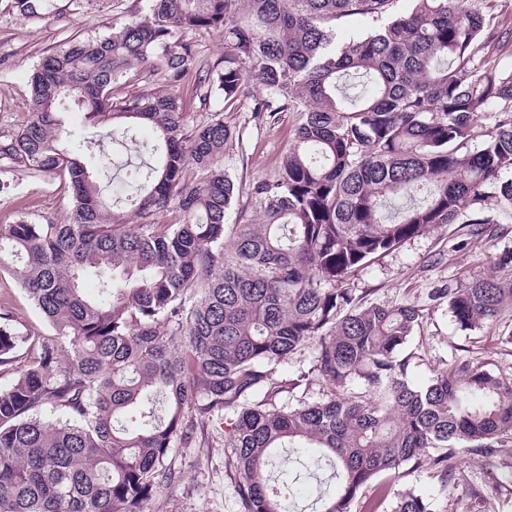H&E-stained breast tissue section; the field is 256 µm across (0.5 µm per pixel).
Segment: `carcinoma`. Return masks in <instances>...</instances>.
I'll return each instance as SVG.
<instances>
[{
    "label": "carcinoma",
    "mask_w": 512,
    "mask_h": 512,
    "mask_svg": "<svg viewBox=\"0 0 512 512\" xmlns=\"http://www.w3.org/2000/svg\"><path fill=\"white\" fill-rule=\"evenodd\" d=\"M53 2L0 0V14L41 21ZM139 2L111 31L42 56L29 118L0 139V175L19 165L58 176L72 202L66 224L0 225V271L53 330L33 336L0 308V368L16 373L0 388V512H144L176 479L173 448L214 416L241 512H285L267 480L271 450L287 443L333 460L340 482L317 512H353L378 476L423 457L454 489L465 445L491 458L512 439V377L457 356L410 384L401 351L420 310L363 308L342 283L433 229L512 224V68L497 61L493 5L412 0L399 15L396 0ZM355 16L377 26L336 40ZM204 31L224 33L226 48L195 74L202 103L234 101L252 80V111L303 114L277 178L253 186L257 224L228 228L224 120L184 123L187 36ZM138 66L161 75L158 90L118 94ZM72 103L112 140L153 132L130 210L105 199L109 168L65 128ZM487 112L494 124L474 147ZM170 209L179 223L154 222ZM496 265L503 274L433 290L461 330L512 306V250ZM89 275L97 298L84 292ZM306 345L330 396L280 406L297 383L278 367ZM391 494V512H434L387 486L361 512Z\"/></svg>",
    "instance_id": "1"
}]
</instances>
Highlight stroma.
Instances as JSON below:
<instances>
[{
    "instance_id": "1",
    "label": "stroma",
    "mask_w": 512,
    "mask_h": 512,
    "mask_svg": "<svg viewBox=\"0 0 512 512\" xmlns=\"http://www.w3.org/2000/svg\"><path fill=\"white\" fill-rule=\"evenodd\" d=\"M137 0H95L84 11L68 9L67 0H56L58 13L48 21L33 22L19 17H0V135L12 134L30 114L28 75L44 52L75 36L104 32L112 22H124ZM188 126L222 114L233 137L224 147V169L236 184V196L228 217L232 224H254L259 210L252 194L261 180L278 176L283 157L293 144L302 115L280 112L254 115L252 102L258 87L232 103L203 107L191 84L181 86ZM13 185L0 193V225L22 217L57 223L68 221L71 198L63 182L54 176L31 177L25 168H14ZM512 249V224L479 236L452 224L405 241L360 267L345 285L362 305L413 304L422 315L419 329L405 347L410 357L409 378L418 385L428 383L448 361L465 352L477 362L490 363L495 374L512 376V308L499 320L476 331L460 330L447 304L431 299L433 289L455 286L458 280L494 273L493 261L500 252ZM0 305L10 310L22 326L32 333L48 334L49 328L34 309L25 292L6 273L0 272ZM314 350L307 347L285 359L279 374L293 378L307 373L308 378L286 404L320 400L323 387L311 374ZM283 468L301 472L302 477L282 503L287 512H310L317 496L329 490L328 473L317 448H281L277 451ZM166 463L177 473L174 482L145 503L144 512H240V504L224 473V425L213 420L198 425L190 444L176 448ZM487 458L476 452L462 454L458 460L457 488L443 489L435 469L429 465L405 464L399 480L381 475L383 484L398 482L429 499L435 512H512V493L487 491L482 503H475L471 488L486 478Z\"/></svg>"
}]
</instances>
